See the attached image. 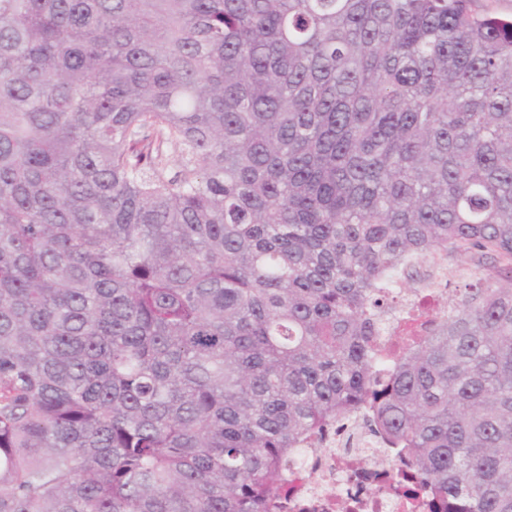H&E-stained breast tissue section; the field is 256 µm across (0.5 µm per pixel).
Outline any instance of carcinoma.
I'll return each mask as SVG.
<instances>
[{"mask_svg":"<svg viewBox=\"0 0 512 512\" xmlns=\"http://www.w3.org/2000/svg\"><path fill=\"white\" fill-rule=\"evenodd\" d=\"M358 418L512 512V16L0 0V512H281ZM472 265V262H468L467 264L457 268L454 261L448 260V290L446 289L447 287H445L446 279H441L440 284L438 285L439 288H436V291L443 296V300L441 297H439V300L445 307L448 306L446 302L447 291L451 298H457L465 292V288L469 287L470 280L464 274L463 268H467Z\"/></svg>","mask_w":512,"mask_h":512,"instance_id":"1","label":"carcinoma"}]
</instances>
